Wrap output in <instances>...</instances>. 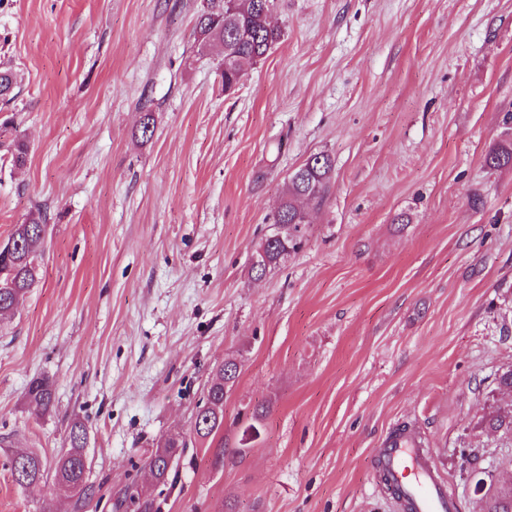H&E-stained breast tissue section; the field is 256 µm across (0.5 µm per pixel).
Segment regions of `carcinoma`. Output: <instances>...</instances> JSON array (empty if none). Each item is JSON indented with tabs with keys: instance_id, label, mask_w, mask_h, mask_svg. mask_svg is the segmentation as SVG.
Masks as SVG:
<instances>
[{
	"instance_id": "cac0c4a2",
	"label": "carcinoma",
	"mask_w": 512,
	"mask_h": 512,
	"mask_svg": "<svg viewBox=\"0 0 512 512\" xmlns=\"http://www.w3.org/2000/svg\"><path fill=\"white\" fill-rule=\"evenodd\" d=\"M274 9V0H240L231 8L225 0H203L197 14L195 33L199 43H218L224 47V56L232 59L224 68V91L235 89L244 75V68L257 63L277 44L282 30L275 26L269 15ZM491 168L512 167V142L492 148L485 157ZM332 163L328 156H310L289 177L288 193L277 212L275 223L288 225L282 237L272 241L264 239L259 245L257 259L261 262V277L276 267L292 251L297 249V233L305 223L304 204L319 202L330 181ZM45 224L40 216L32 217L26 224H17L3 246L0 247V315L11 312L27 293L37 278L36 259L41 249ZM239 364L228 359L216 366L185 439L170 438L150 456L143 467L144 481L151 486L168 484L172 472L176 471L187 445L198 443L211 454L212 465L224 466V444L210 448L207 443L214 439L224 426V396L239 376ZM28 400L46 413L54 407L53 384L46 378L32 381L26 392ZM485 424L493 430L512 432V414L503 415L492 411ZM86 425L77 420L69 429L67 447L59 450L53 469V483L59 491L81 503L93 492L88 483V465L83 460L87 447ZM29 481L25 490L34 492L41 487L45 468L41 457L26 452ZM134 507V512H160V505L144 487L131 484L125 489L115 508ZM486 512H512V486L497 491L487 501Z\"/></svg>"
}]
</instances>
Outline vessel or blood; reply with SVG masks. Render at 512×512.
<instances>
[{
    "label": "vessel or blood",
    "mask_w": 512,
    "mask_h": 512,
    "mask_svg": "<svg viewBox=\"0 0 512 512\" xmlns=\"http://www.w3.org/2000/svg\"><path fill=\"white\" fill-rule=\"evenodd\" d=\"M374 464L401 489L409 512H458L430 450L413 432L392 430L381 441Z\"/></svg>",
    "instance_id": "b4317fda"
}]
</instances>
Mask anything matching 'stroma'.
I'll use <instances>...</instances> for the list:
<instances>
[{
    "mask_svg": "<svg viewBox=\"0 0 512 512\" xmlns=\"http://www.w3.org/2000/svg\"><path fill=\"white\" fill-rule=\"evenodd\" d=\"M202 0H0V243L44 210L35 284L0 317V512H74L9 460L53 462L88 426L114 512L152 450L188 432L213 369L239 360L223 468L188 448L161 512H400L374 467L406 428L460 505L512 481V0H275L281 41L224 91ZM154 131L142 137L144 116ZM27 146L23 167L15 143ZM332 177L299 248L251 264L288 176ZM54 384L55 407L26 398ZM260 434L244 439L256 410ZM28 400L43 413L49 412L54 407L53 384L46 378L32 381L26 392ZM26 462L28 463L29 468V481L27 486H19L20 488L34 492L37 491L40 487L42 482L44 481L45 477V468L42 462L41 457L33 452V451H26Z\"/></svg>",
    "mask_w": 512,
    "mask_h": 512,
    "instance_id": "35a3bbf8",
    "label": "stroma"
}]
</instances>
